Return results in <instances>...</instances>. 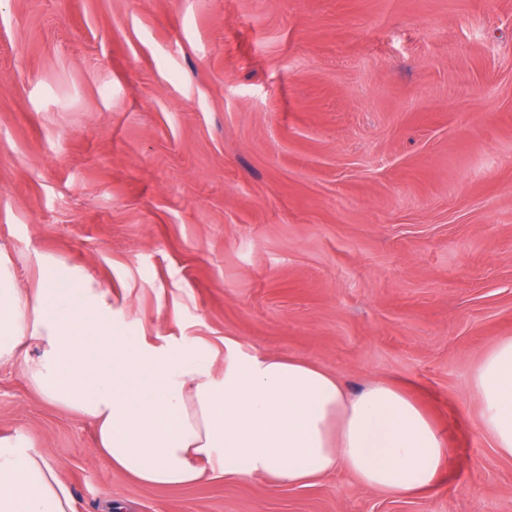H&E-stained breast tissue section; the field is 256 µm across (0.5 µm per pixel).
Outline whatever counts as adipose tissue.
I'll list each match as a JSON object with an SVG mask.
<instances>
[{"label": "adipose tissue", "mask_w": 512, "mask_h": 512, "mask_svg": "<svg viewBox=\"0 0 512 512\" xmlns=\"http://www.w3.org/2000/svg\"><path fill=\"white\" fill-rule=\"evenodd\" d=\"M112 300L63 262L42 268L33 293L0 272V364L20 363L47 402L94 420L114 469L155 488L200 481L206 466L310 486L343 470L378 491L428 493L449 450L404 388L348 392L334 374L266 355L228 356L214 374L210 346L157 347L112 332ZM482 427L512 457V339L471 378ZM0 512H74L57 468L20 435H0Z\"/></svg>", "instance_id": "ef3b65f1"}]
</instances>
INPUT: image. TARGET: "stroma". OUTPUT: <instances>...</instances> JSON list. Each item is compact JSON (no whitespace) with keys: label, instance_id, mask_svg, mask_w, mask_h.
Instances as JSON below:
<instances>
[{"label":"stroma","instance_id":"1","mask_svg":"<svg viewBox=\"0 0 512 512\" xmlns=\"http://www.w3.org/2000/svg\"><path fill=\"white\" fill-rule=\"evenodd\" d=\"M54 261L113 332L405 384L450 448L420 497L153 488L0 365V434L76 512H512L470 386L512 338V0H0V264Z\"/></svg>","mask_w":512,"mask_h":512}]
</instances>
